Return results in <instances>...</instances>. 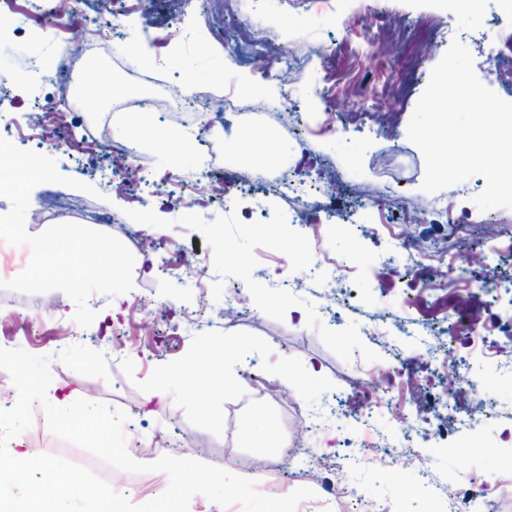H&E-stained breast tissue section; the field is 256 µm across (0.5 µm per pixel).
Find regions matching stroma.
<instances>
[{"mask_svg":"<svg viewBox=\"0 0 512 512\" xmlns=\"http://www.w3.org/2000/svg\"><path fill=\"white\" fill-rule=\"evenodd\" d=\"M133 2L83 0L51 36L30 0H0V68L13 73L0 117L12 132H28L33 116L62 103L46 75L52 60L71 68L82 52L112 78L101 107L72 108L63 146L41 149L96 195L36 186L27 232L75 223L114 235L137 256L143 249L131 232L143 230L155 261L130 292L91 295L97 316L80 335L65 293L0 287V348L50 356L53 383L126 411V447L138 462L169 455L228 466L263 494L312 488L296 512H358L336 501L345 485L391 512H488L483 479L512 470V209L479 210L478 175L422 191L425 162L407 127L455 38L481 83L512 102V53L489 64L481 40L512 28V0H484L470 13L454 0H368L365 14L356 0L326 9L316 0H156L145 17ZM138 73L155 78L161 105L148 110L146 128L123 138L121 154L112 110L132 112ZM272 77L292 90L297 131L276 124L256 96ZM181 81L204 106L180 123L170 107ZM232 115L260 140L298 144L301 158L261 168L234 162L224 149ZM170 131L189 140L181 182L166 179ZM123 165L140 172L136 192L110 176ZM284 171L294 184L313 178L320 209L303 211L298 193L274 188ZM214 180L225 201L211 200ZM56 192L84 210H41ZM419 204L421 223L413 219ZM444 207L455 223L441 218ZM475 246L485 275L505 286L497 298L466 279ZM444 264L455 270L452 290L422 294L428 272ZM452 308V344L422 346ZM201 352L225 355L232 367L206 401L169 378ZM311 367L320 372L313 383ZM478 369L487 381L477 393L465 379ZM283 382L286 392H277ZM161 385L164 398L145 414V394ZM481 397L493 400L492 414L475 412ZM260 415L273 443L253 432ZM369 427L392 448L391 463L337 465L359 453ZM17 440L105 483L121 479L134 504L169 483L166 473L128 472L60 439L39 406ZM308 470L313 479H304ZM464 480L470 498L454 497Z\"/></svg>","mask_w":512,"mask_h":512,"instance_id":"stroma-1","label":"stroma"}]
</instances>
